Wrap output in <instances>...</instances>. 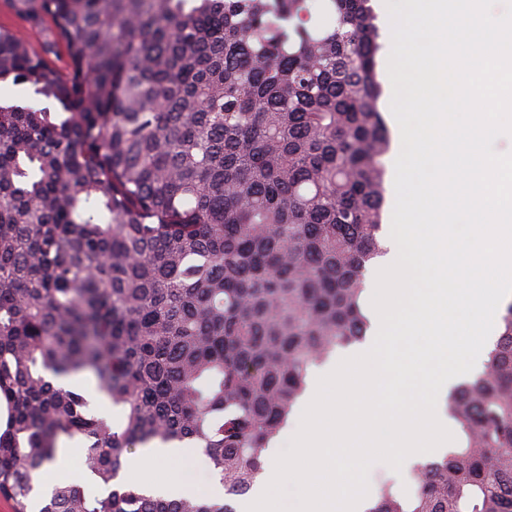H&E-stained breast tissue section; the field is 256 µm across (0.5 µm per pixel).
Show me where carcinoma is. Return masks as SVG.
I'll return each instance as SVG.
<instances>
[{
    "mask_svg": "<svg viewBox=\"0 0 512 512\" xmlns=\"http://www.w3.org/2000/svg\"><path fill=\"white\" fill-rule=\"evenodd\" d=\"M73 77L0 26V496L14 512H236L314 366L363 341L389 130L372 0H11ZM448 394L459 441L368 512H512V303ZM89 376L113 423L52 379ZM102 492L35 481L63 442ZM194 442L227 498L118 481ZM0 102L1 104H39L50 106L51 112H57L50 102L39 99L30 85L14 84L11 79L0 82Z\"/></svg>",
    "mask_w": 512,
    "mask_h": 512,
    "instance_id": "1",
    "label": "carcinoma"
}]
</instances>
